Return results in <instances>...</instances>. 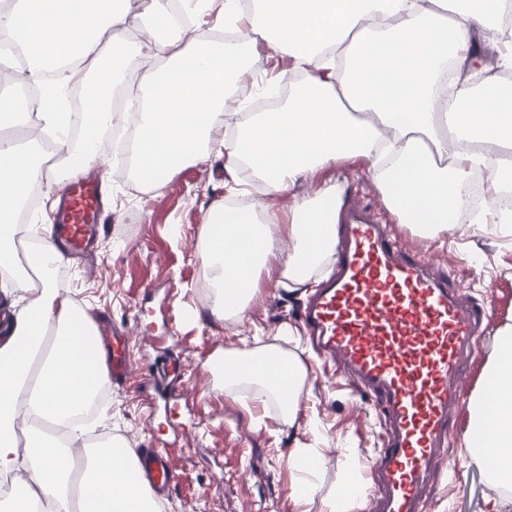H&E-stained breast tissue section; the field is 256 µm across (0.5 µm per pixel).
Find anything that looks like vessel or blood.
I'll use <instances>...</instances> for the list:
<instances>
[{"label": "vessel or blood", "instance_id": "1", "mask_svg": "<svg viewBox=\"0 0 512 512\" xmlns=\"http://www.w3.org/2000/svg\"><path fill=\"white\" fill-rule=\"evenodd\" d=\"M99 178H85L62 197L52 229L55 270L70 273L87 256L106 223ZM483 309L458 287L400 248L387 225L359 203L338 215L335 270L308 296L307 332L325 356L379 399L388 433L370 470L374 512H422L429 469L445 458L454 432L450 413L466 393L465 360ZM112 381L128 379L130 338L116 328L99 333ZM135 475L157 502L175 478L164 449L135 451Z\"/></svg>", "mask_w": 512, "mask_h": 512}]
</instances>
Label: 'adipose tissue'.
<instances>
[{"label": "adipose tissue", "instance_id": "ef3b65f1", "mask_svg": "<svg viewBox=\"0 0 512 512\" xmlns=\"http://www.w3.org/2000/svg\"><path fill=\"white\" fill-rule=\"evenodd\" d=\"M444 15L441 0H224L230 40L204 43L188 38L214 0H153L151 27L165 40L153 51L163 65L140 75L144 96L134 168L153 188L216 138L233 115L224 109L230 85L249 74L246 51L265 42L287 56L302 83L280 107L252 112L226 144L225 186L241 192L240 172L263 186L268 204L226 210L215 207L200 230L202 258L210 276L215 316L240 319L258 293L260 274L281 234L294 250L279 273L302 286L329 261L336 247L335 187L296 199L288 213L271 200L290 192L307 172L330 163L363 159L398 223L434 238L451 230L463 203L462 187L486 159L461 129L512 149V94L477 99L470 80L482 60L475 34L497 43L501 68L512 69V39L499 36L498 22L512 0H454ZM129 0H0V33L27 51L24 79L38 80L48 65L60 67L42 96L20 105L0 92V133L37 113L60 140V160L44 166L34 145L0 136V290L23 298L0 336V475L24 471L25 480L6 512H157L150 489L132 475L134 458L109 445L95 448L80 489L62 466V445L47 438L45 423L83 436L75 413L107 383L104 352L74 332L76 312L53 285V246L19 254L17 219L29 185L52 177L78 179L98 159L96 146L113 118L109 60L126 53ZM97 78L99 92L83 114L78 136L63 121L62 80ZM37 299H29L31 291ZM224 392L250 391L261 406L279 403L283 422H293L308 377L296 358L273 346L225 352L219 363ZM471 423L464 448L486 476L484 512H512V324L494 334L484 384L470 401ZM30 419L17 431L18 412ZM28 453L19 456L17 448ZM296 473L293 496L302 503L322 496L324 512H355L362 501L357 452H343L340 490L322 493L324 463L316 445L288 454Z\"/></svg>", "mask_w": 512, "mask_h": 512}]
</instances>
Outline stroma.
<instances>
[{"instance_id": "35a3bbf8", "label": "stroma", "mask_w": 512, "mask_h": 512, "mask_svg": "<svg viewBox=\"0 0 512 512\" xmlns=\"http://www.w3.org/2000/svg\"><path fill=\"white\" fill-rule=\"evenodd\" d=\"M223 151L220 142L210 143L162 188L138 197L115 181L113 173L123 158L113 147H106L105 163L94 167L106 183L111 219L88 264L92 278L73 272L65 292L89 313L133 331L130 353L138 365L132 381L110 389L100 424L137 431L138 447L167 450L175 472L168 512H323L322 495L343 482L338 449L356 448L363 462L372 463L381 447L383 416L369 396L325 366L307 343L298 323L306 290L289 287L280 276L285 251L274 250L243 319L214 317L202 301L200 229L214 204L231 200L224 186ZM332 184L342 188L343 200L368 205L376 217L388 218L373 175L359 158L309 172L275 205L288 211L295 198ZM393 231L432 271L463 283L464 295L486 309L469 371L473 387H480L492 353L486 337L512 324V239L491 226L438 238L422 237L410 224L394 225ZM243 340L279 345L308 367L294 424L282 421L277 405L262 413L249 397L225 394L213 383L198 385L206 363ZM167 354L184 362L176 384L184 395L170 415L154 417L151 372ZM313 415L323 426L319 445L329 454L319 473L321 496L300 508L292 497L295 473L288 452L313 440L307 431ZM453 416L458 437L450 449L453 463L432 469L425 512H484L485 475L468 465L460 444L469 421L467 405Z\"/></svg>"}]
</instances>
